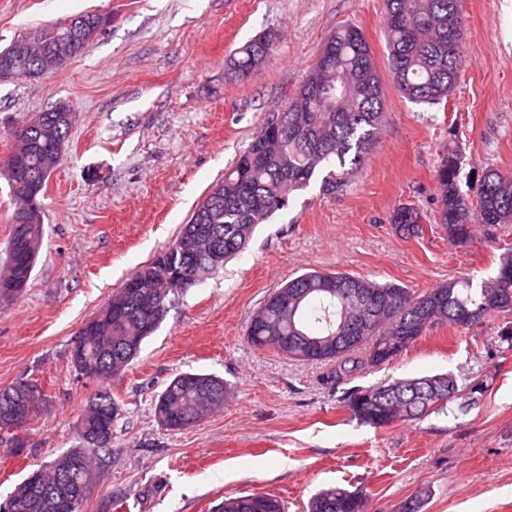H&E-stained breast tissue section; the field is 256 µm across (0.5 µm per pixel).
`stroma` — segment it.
Here are the masks:
<instances>
[{"instance_id": "35a3bbf8", "label": "stroma", "mask_w": 512, "mask_h": 512, "mask_svg": "<svg viewBox=\"0 0 512 512\" xmlns=\"http://www.w3.org/2000/svg\"><path fill=\"white\" fill-rule=\"evenodd\" d=\"M109 24L50 75L0 83V159L13 130L56 104L74 109L63 159L41 199L44 235L28 286L0 307V388L38 382L46 395L15 453L0 431V501L29 471L76 447V423L99 384L69 357L84 323L127 278L164 252L252 137L292 99L326 39L350 24L366 35L383 78L379 146L341 191L319 183L258 225L246 250L176 294L138 356L108 387L121 417L83 512H218L224 498L279 497L306 512L317 491L365 493L367 512H512L511 312L443 324L355 378L453 373L447 412L375 429L352 418L327 369L252 347L246 329L267 297L310 270L344 272L425 293L494 275L512 245L474 225L457 245L438 222L436 169L460 154L461 188L477 201L486 169L512 175V0H466L463 65L445 103L405 99L389 76L384 0H0V50L84 12ZM272 36L250 77L230 60ZM414 206L423 232L405 237L393 210ZM224 379L222 408L166 430L153 401L181 372ZM480 392H473V385Z\"/></svg>"}]
</instances>
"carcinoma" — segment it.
Instances as JSON below:
<instances>
[{"mask_svg": "<svg viewBox=\"0 0 512 512\" xmlns=\"http://www.w3.org/2000/svg\"><path fill=\"white\" fill-rule=\"evenodd\" d=\"M463 0H385L384 32L391 78L402 95L415 103L440 104L448 99L463 60ZM271 35L260 33L238 51L233 62L238 75L252 74L266 56ZM331 76L324 80L314 69L299 87L288 111L282 113L284 133L275 137L262 127L232 168L216 183L184 224L174 244L194 254L195 267L183 286L167 279L157 258L141 267L131 280L139 292L122 287L77 332L70 349L79 375L89 365L104 369L95 381L105 383L121 374L139 353L144 341L163 320L170 296L186 291L224 261L242 251L255 227L288 208L296 191L320 181V190L334 194L379 144L384 127L382 79L363 32L342 25L326 40ZM65 113L50 108L35 113L27 130L30 148L18 161L20 173L46 164L56 137L69 139ZM460 161L446 153L436 171L439 223L459 244L471 239L474 224L484 226L489 240L500 227L512 224V177L495 169L483 174L477 206L470 205L459 186ZM420 213L410 205L396 208L391 222L406 236L422 232ZM42 240V221L11 225L8 261L0 270L19 294L30 281ZM512 290V247L500 254L495 276L474 283L452 280L426 293H414L393 283L341 272H307L270 295L252 316L246 330L254 347L270 348L292 360L329 366L326 382L347 385L358 374L378 367L405 351L439 324L469 326L500 311L498 296ZM367 322L368 335L385 341L362 342L358 347L336 346L342 324ZM31 389L34 410L43 403V390L33 381L0 388V430L19 429L12 417L22 387ZM454 375L403 378L392 383L345 392L351 415L374 428L400 420H415L430 411L448 408L458 396ZM228 394L224 380L211 374L185 372L175 376L155 398L154 414L170 431H180L204 412L221 407ZM120 406L112 393L101 389L82 415L78 432L81 447L68 454L79 468L65 482L44 469L41 487L23 480L8 496L7 512H82L92 489L80 486L88 469L98 465L99 452L110 447L112 435L97 437L113 426ZM366 497L341 486L315 494L308 512H365ZM219 512H285L282 502L267 493L226 497Z\"/></svg>", "mask_w": 512, "mask_h": 512, "instance_id": "obj_1", "label": "carcinoma"}]
</instances>
